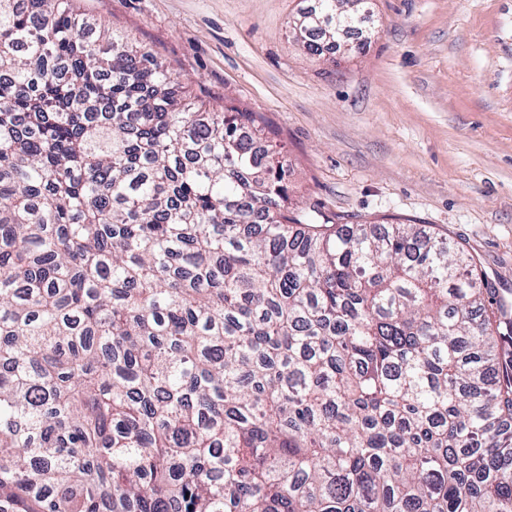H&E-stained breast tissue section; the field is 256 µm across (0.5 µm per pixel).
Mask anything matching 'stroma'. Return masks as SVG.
I'll return each instance as SVG.
<instances>
[{"instance_id":"obj_1","label":"stroma","mask_w":512,"mask_h":512,"mask_svg":"<svg viewBox=\"0 0 512 512\" xmlns=\"http://www.w3.org/2000/svg\"><path fill=\"white\" fill-rule=\"evenodd\" d=\"M312 0H79L180 73L207 109L257 113L291 206L419 224L512 299V0H371L361 45L315 61Z\"/></svg>"}]
</instances>
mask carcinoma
I'll return each instance as SVG.
<instances>
[{
	"mask_svg": "<svg viewBox=\"0 0 512 512\" xmlns=\"http://www.w3.org/2000/svg\"><path fill=\"white\" fill-rule=\"evenodd\" d=\"M180 85L0 0V512H512V306L415 224L306 221L256 115Z\"/></svg>",
	"mask_w": 512,
	"mask_h": 512,
	"instance_id": "obj_1",
	"label": "carcinoma"
}]
</instances>
